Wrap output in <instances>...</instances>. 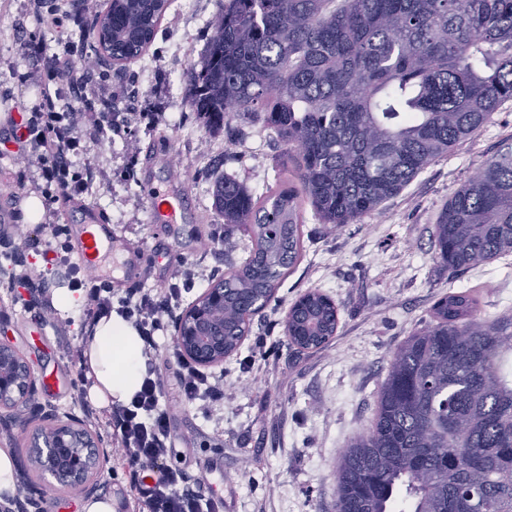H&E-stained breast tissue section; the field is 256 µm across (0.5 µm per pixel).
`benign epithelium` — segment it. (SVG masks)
Wrapping results in <instances>:
<instances>
[{
    "instance_id": "1",
    "label": "benign epithelium",
    "mask_w": 512,
    "mask_h": 512,
    "mask_svg": "<svg viewBox=\"0 0 512 512\" xmlns=\"http://www.w3.org/2000/svg\"><path fill=\"white\" fill-rule=\"evenodd\" d=\"M101 55L112 58V24L98 17L94 24ZM224 311V285L212 284L180 315L175 344L180 353L201 368L224 364L231 357L224 343V322L214 314ZM20 406L10 427L27 431L38 421L30 453L20 460L17 495L39 512L42 495L32 484L36 472L43 486L81 487L86 496L98 490V478L108 449L77 417L60 415L38 399L36 379L26 357L11 343L0 340V406Z\"/></svg>"
}]
</instances>
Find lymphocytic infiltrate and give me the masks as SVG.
I'll return each mask as SVG.
<instances>
[{
  "label": "lymphocytic infiltrate",
  "mask_w": 512,
  "mask_h": 512,
  "mask_svg": "<svg viewBox=\"0 0 512 512\" xmlns=\"http://www.w3.org/2000/svg\"><path fill=\"white\" fill-rule=\"evenodd\" d=\"M24 55L35 58L37 69L17 74L19 83L41 86V100L21 122L13 138L17 160L39 169L47 197L81 195L92 189L98 177L92 165L76 166L72 157L84 144L120 132L127 118L112 105L126 99L122 84L109 82L97 66L76 68L72 49L46 54L40 41L26 40ZM66 86L74 99L68 109L57 106L52 85ZM168 287L153 291L134 288L125 296H114L109 282L99 278L84 281L85 314L93 322L119 313L139 331L143 340L145 377L140 391L129 404L112 407L109 427L122 455L128 460L131 486L146 512H224L222 494L194 479L185 469L170 465L173 439L170 417L163 405L165 382L154 355L157 334L167 328L183 295L194 286V271L187 264L168 269ZM177 387L185 402L205 416L224 405V377L202 370L188 359H180Z\"/></svg>",
  "instance_id": "f902f5d3"
}]
</instances>
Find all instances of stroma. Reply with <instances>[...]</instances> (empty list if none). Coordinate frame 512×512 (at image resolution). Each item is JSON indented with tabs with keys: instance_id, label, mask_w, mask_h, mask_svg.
Here are the masks:
<instances>
[{
	"instance_id": "stroma-1",
	"label": "stroma",
	"mask_w": 512,
	"mask_h": 512,
	"mask_svg": "<svg viewBox=\"0 0 512 512\" xmlns=\"http://www.w3.org/2000/svg\"><path fill=\"white\" fill-rule=\"evenodd\" d=\"M217 0H176L160 22L157 36L141 57L126 63L112 80L131 92L125 112L145 113L125 131L101 140L80 155L100 175L82 198L53 204V220L71 225L93 213L112 224L129 249L138 251L135 274L120 272V256H108L106 270L115 294L130 288H162L169 264L179 261L196 272L185 294L191 303L221 278L230 262L242 261L248 242L236 228L221 229L211 193L215 175L236 177L259 196L280 177L277 164L284 147L261 124L246 126L245 137L206 128L186 100L187 71L199 64L213 33ZM42 39L47 52L65 43L79 45L77 62L94 59L91 29L67 37L45 29L34 0H0V74L26 71L31 59L13 40L16 29ZM151 72H144L145 62ZM40 90L33 85L0 88V184L16 197L0 196V262L22 250L28 272H40L49 288L70 287L55 267L38 270L32 240H44V225L27 223L22 201L34 193L36 171L19 174L5 143L13 134L12 117L30 111ZM512 143V99L503 102L469 140L422 171L384 205L343 229L304 212L305 251L285 276L275 299L251 321L237 353L223 365L224 408L203 417L182 403L173 387L177 365L169 356L174 329L160 340L156 362L170 388L166 397L174 453L171 464L204 479L224 495V512H336L333 462L346 444L365 432L373 415L376 391L390 355L424 324L435 301L448 290L483 285L485 315L512 310V256L448 274L435 259L431 231L442 209L505 145ZM171 189L188 196V212L176 228L149 223L148 196ZM225 243H217V233ZM316 289L336 304L339 326L324 347L302 350L289 345L285 317L292 303ZM13 291L0 279V339L10 341L28 359L35 378L54 374L55 392L41 391L44 405L84 417L83 387H71L79 368L85 335L84 313L65 315L60 327H42L32 312L13 304ZM266 337L268 356L250 371L240 364L251 356L257 337ZM109 413L96 410L85 419L110 454L99 479V494L122 504L121 512H142L128 468L114 448Z\"/></svg>"
}]
</instances>
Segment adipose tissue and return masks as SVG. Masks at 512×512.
Listing matches in <instances>:
<instances>
[{
  "mask_svg": "<svg viewBox=\"0 0 512 512\" xmlns=\"http://www.w3.org/2000/svg\"><path fill=\"white\" fill-rule=\"evenodd\" d=\"M80 366L87 396L98 408L128 403L143 380V343L132 323L118 314L96 321L83 345Z\"/></svg>",
  "mask_w": 512,
  "mask_h": 512,
  "instance_id": "ef3b65f1",
  "label": "adipose tissue"
}]
</instances>
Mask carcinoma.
I'll use <instances>...</instances> for the list:
<instances>
[{
    "mask_svg": "<svg viewBox=\"0 0 512 512\" xmlns=\"http://www.w3.org/2000/svg\"><path fill=\"white\" fill-rule=\"evenodd\" d=\"M114 25L155 39L159 12ZM512 98V0H220L188 103L209 126L260 123L294 170L255 197L212 185L248 256L224 274V341L247 334L304 251L303 211L340 229L380 212ZM297 177L295 187L288 175ZM450 272L512 255V145L448 201L433 225ZM317 290L288 311L301 348L336 335ZM512 310L482 314L480 286L450 290L393 352L367 431L336 459V512H512Z\"/></svg>",
    "mask_w": 512,
    "mask_h": 512,
    "instance_id": "1",
    "label": "carcinoma"
}]
</instances>
